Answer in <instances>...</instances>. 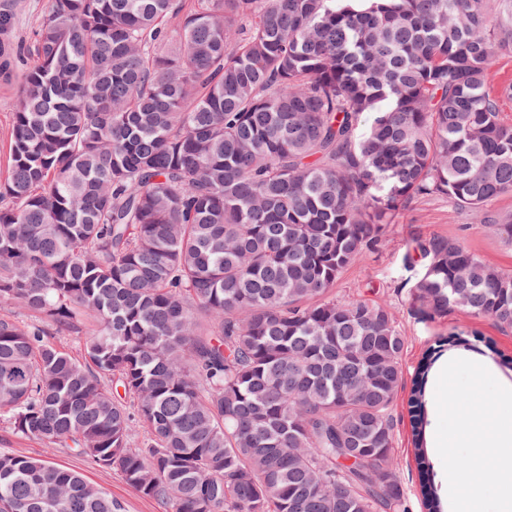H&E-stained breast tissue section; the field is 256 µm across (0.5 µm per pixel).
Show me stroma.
<instances>
[{
  "label": "stroma",
  "instance_id": "obj_1",
  "mask_svg": "<svg viewBox=\"0 0 512 512\" xmlns=\"http://www.w3.org/2000/svg\"><path fill=\"white\" fill-rule=\"evenodd\" d=\"M47 0H0V10L13 14L9 40L20 53V66L31 61L30 46L33 31L40 24ZM442 234L460 239L471 251L485 261L512 271V244L501 240L485 224L475 223L470 213L460 210L447 198L435 197L412 204L401 211L395 224L390 225L385 242L367 253L363 260L348 266L337 279L334 291L337 298H361L386 304L407 339L402 359L405 381H412L424 355L438 350L439 365L455 358H465L483 364L504 386L512 387V330H501L492 320L476 319L461 310L449 311L447 316L431 318L412 306L408 293L411 271L403 257L407 240L415 234ZM478 331L488 343L487 348L457 347L439 350L441 339L460 331ZM431 370L428 390H435L439 372ZM408 390H401L394 405L393 463L405 489L407 512H423L419 473L412 444ZM0 449L50 461L79 471L84 478L112 498L120 500L125 512H162L156 501L142 496L130 487L116 471L92 464L86 458L71 455L62 448L15 437L0 423Z\"/></svg>",
  "mask_w": 512,
  "mask_h": 512
}]
</instances>
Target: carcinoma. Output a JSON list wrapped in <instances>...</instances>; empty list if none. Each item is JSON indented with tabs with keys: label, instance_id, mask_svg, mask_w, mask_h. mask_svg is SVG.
Returning <instances> with one entry per match:
<instances>
[{
	"label": "carcinoma",
	"instance_id": "obj_1",
	"mask_svg": "<svg viewBox=\"0 0 512 512\" xmlns=\"http://www.w3.org/2000/svg\"><path fill=\"white\" fill-rule=\"evenodd\" d=\"M500 56L512 0H48L0 179V421L164 512H405L406 339L333 287L411 204L484 224L512 194ZM414 255L413 304L512 330V273L452 237ZM431 361L409 404L443 512ZM0 512L123 506L0 451Z\"/></svg>",
	"mask_w": 512,
	"mask_h": 512
}]
</instances>
